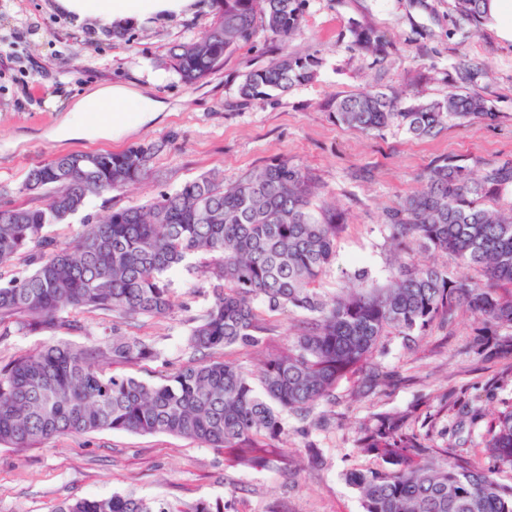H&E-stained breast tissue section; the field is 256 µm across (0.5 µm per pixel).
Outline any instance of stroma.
I'll return each mask as SVG.
<instances>
[{"mask_svg": "<svg viewBox=\"0 0 512 512\" xmlns=\"http://www.w3.org/2000/svg\"><path fill=\"white\" fill-rule=\"evenodd\" d=\"M189 16L126 27L112 34L87 31L71 22L56 0H0V207L44 204L45 196L23 189L28 172L69 153L120 152L149 145L146 176L127 187L90 199L66 223L46 227L63 240L84 222L112 210L151 203L160 194L202 174L232 182L274 159L309 170L321 197L346 215L336 262L321 291L334 297L347 274L367 270L385 282L401 262L426 260L411 243L396 244L385 213L419 190L438 159L452 156L472 171L483 163L512 159V40L489 23L477 26L458 14L455 0H304V21L285 42L258 33L224 58L203 82L184 84L169 66L168 50L197 38L215 19L212 0ZM383 35L387 53L357 50L356 28ZM316 55L314 80L268 98L243 101L239 85L250 70L273 62L281 48ZM470 61L495 120L452 121L436 136L417 140L392 125L367 134L336 122V99L367 89L397 96L403 104L444 99L457 92L455 69ZM123 85L160 100L154 121L92 139L58 140L54 131L66 109L86 93ZM195 271L171 275L174 306L163 318L128 325L112 313L84 312L90 334L9 331L0 336V365L63 340L88 346L119 331L151 341L162 357L105 372L155 383L192 361V320L213 300L210 259L195 257ZM300 319L286 312L269 319L260 349H228L253 374L268 355L287 347ZM477 317L462 312L453 323H435L417 350L390 337L374 354L384 382L362 392L357 380H342L333 403L317 408L320 424L308 433L286 416L277 441L279 463L271 468L233 466L224 451L164 433L103 430L61 435L17 450L0 446V512H53L62 501L115 494L174 503L222 501L225 512H362L358 492L345 480L353 468L377 463L356 446L361 427L385 413H401L411 431L431 418L435 447L489 466L485 419L512 401V328L499 330L501 348L477 350ZM319 452L308 462L309 449Z\"/></svg>", "mask_w": 512, "mask_h": 512, "instance_id": "1", "label": "stroma"}]
</instances>
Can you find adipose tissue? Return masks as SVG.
I'll list each match as a JSON object with an SVG mask.
<instances>
[{
	"label": "adipose tissue",
	"mask_w": 512,
	"mask_h": 512,
	"mask_svg": "<svg viewBox=\"0 0 512 512\" xmlns=\"http://www.w3.org/2000/svg\"><path fill=\"white\" fill-rule=\"evenodd\" d=\"M58 5L76 16L78 22L104 29L116 25L166 20L196 6V0H57ZM161 109L150 96L122 86L91 91L70 107V132L112 125L137 127L150 122Z\"/></svg>",
	"instance_id": "obj_1"
}]
</instances>
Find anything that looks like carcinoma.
<instances>
[{
  "mask_svg": "<svg viewBox=\"0 0 512 512\" xmlns=\"http://www.w3.org/2000/svg\"><path fill=\"white\" fill-rule=\"evenodd\" d=\"M216 19L197 39L169 49L173 69L187 84L204 80L224 56L250 42L257 29L283 40L303 20L302 0H213ZM490 0H456L459 14L479 25ZM356 48L386 52L371 28L354 32ZM314 55L283 52L249 71L239 86L245 100L282 93L313 80ZM479 68L461 63L463 92L407 106L398 97L366 90L332 105L337 121L363 132L392 124L417 139L450 121L492 120L488 100L475 88ZM152 147L119 153H75L33 168L23 189L53 194L40 206L0 209V265L22 256L32 270L0 281V325L26 333L83 331L69 314L104 310L128 321L164 317L173 307L169 273L198 255L212 257L214 299L189 332L199 358L160 383L107 375L102 362L138 363L159 357L139 336L112 335L77 348L55 343L0 367V444L30 448L64 434L100 430L167 433L224 449L236 465L269 468L272 441L285 433L282 414L306 430L311 412L335 399L337 383L361 376L379 383L372 356L382 339L396 336L414 349L438 320L464 310L482 317L479 335L498 346L496 328H512V207L487 201L512 190V161L488 163L477 178L454 157L439 159L424 187L386 213L392 240L453 259L404 263L379 283L362 271L356 287L327 299L321 281L336 259L343 215L316 203L312 175L286 159L254 168L231 183L201 175L146 206L116 209L84 224L70 239L44 234L68 220L87 200L143 178ZM479 268L485 281L467 270ZM262 307L255 306V300ZM300 311L288 347L268 358L259 383L234 359L215 354L233 347L258 349L267 330L264 314ZM485 448L493 465L482 467L428 444L429 434L408 431L404 416L388 413L363 429L357 448L378 469H351L347 482L362 512H512V487L495 469L512 466V403L488 422ZM54 512H224L218 502L177 505L114 495L64 501Z\"/></svg>",
  "mask_w": 512,
  "mask_h": 512,
  "instance_id": "cac0c4a2",
  "label": "carcinoma"
}]
</instances>
